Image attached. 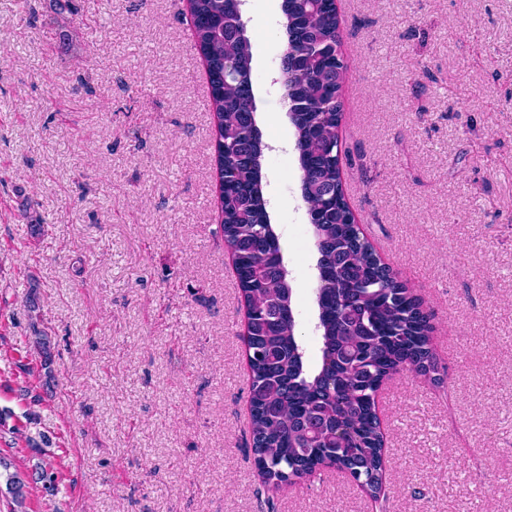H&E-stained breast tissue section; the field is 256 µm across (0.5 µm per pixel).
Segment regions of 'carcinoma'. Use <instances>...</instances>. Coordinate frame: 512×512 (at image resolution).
Returning <instances> with one entry per match:
<instances>
[{
  "mask_svg": "<svg viewBox=\"0 0 512 512\" xmlns=\"http://www.w3.org/2000/svg\"><path fill=\"white\" fill-rule=\"evenodd\" d=\"M195 45L207 67L215 114L220 229L236 257L250 318L249 406L257 475L278 488L344 467L378 503L385 500V436L378 393L409 370L442 383L431 342L433 316L361 233L340 168L341 90L349 64L341 51L336 0H283L288 49L282 85L302 170L301 197L318 251L313 367L297 334L293 289L263 195L262 132L253 93V53L241 0H188ZM44 362L50 340L34 331ZM13 512L29 489L58 492L54 464L4 477Z\"/></svg>",
  "mask_w": 512,
  "mask_h": 512,
  "instance_id": "carcinoma-1",
  "label": "carcinoma"
}]
</instances>
